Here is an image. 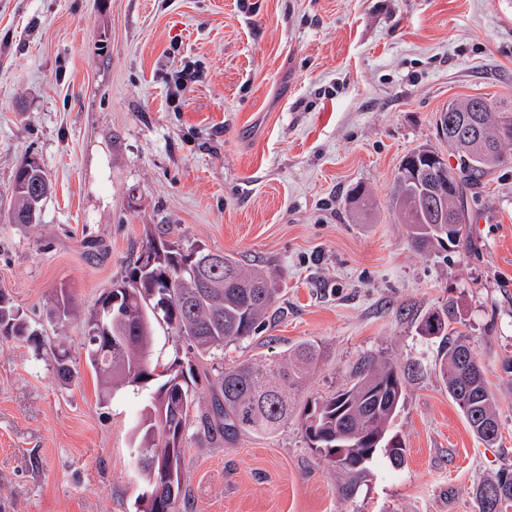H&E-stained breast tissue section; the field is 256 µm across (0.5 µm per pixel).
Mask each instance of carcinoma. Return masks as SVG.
I'll return each instance as SVG.
<instances>
[{
	"instance_id": "1",
	"label": "carcinoma",
	"mask_w": 512,
	"mask_h": 512,
	"mask_svg": "<svg viewBox=\"0 0 512 512\" xmlns=\"http://www.w3.org/2000/svg\"><path fill=\"white\" fill-rule=\"evenodd\" d=\"M479 97L452 102L456 114H469L480 127L470 138L443 137L459 158L456 174L442 168L443 154L421 145L406 155L389 198L394 216L407 226L410 245L420 252L449 251L465 237L467 215L465 187L489 170L512 159V103L487 101V109L472 111ZM406 175H401V172ZM44 170L24 159L13 180L11 222L36 224L42 202L25 188L43 179ZM455 218L439 224L438 211ZM211 251L198 244L184 246L164 236L147 238L136 260L120 280L98 300L104 324L84 336L86 361L99 377L103 401L124 387H149L133 425V448L149 441L154 468H141L144 492L136 500V512H177L182 495V443L193 409L195 392L189 384L181 359L174 358L162 373L151 363L148 349L153 336L152 320L157 298L155 289L167 292L168 307L163 322L175 335L190 342L201 359L224 347L256 334L278 301L280 288L275 274L266 267L246 265L230 254L207 270L202 285L191 269ZM147 262H142V259ZM463 310L450 299L427 312L419 333L440 339V367L448 394L462 412L471 432L480 441L494 444L500 437L496 398L488 388L484 370L460 327ZM41 333L0 291V340L35 342ZM319 347L310 341L286 349L275 359L254 358L216 370L211 388V405L205 415L210 428L224 440L242 434L272 436L287 423L297 405L295 395L314 371ZM53 368L64 381L72 378L68 351L54 349ZM403 386L391 364H360L347 386L302 410L303 428L311 447L328 464L343 471L351 482L361 477L366 464L379 451L395 442L397 456L389 459L392 469L405 462V447L391 433V421L403 401ZM344 449L336 461V449ZM175 490V499L169 498ZM489 489L499 495L496 512L512 509V469L504 468L476 490L482 501Z\"/></svg>"
}]
</instances>
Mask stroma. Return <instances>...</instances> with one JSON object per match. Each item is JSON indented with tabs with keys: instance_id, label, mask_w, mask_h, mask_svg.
Masks as SVG:
<instances>
[{
	"instance_id": "stroma-1",
	"label": "stroma",
	"mask_w": 512,
	"mask_h": 512,
	"mask_svg": "<svg viewBox=\"0 0 512 512\" xmlns=\"http://www.w3.org/2000/svg\"><path fill=\"white\" fill-rule=\"evenodd\" d=\"M183 70L194 83L175 102ZM475 95L512 100V0H0V291L48 343H0V512H134L136 400L102 402L82 343L160 225L278 274L266 326L226 346L224 366L312 340L298 403L366 360L393 364L404 390L403 468L379 458L353 482L300 418L231 443L207 431L198 373L180 512H477V485L512 466V164L468 190L467 242L450 251L413 249L388 207L403 156L435 143L436 113ZM26 158L52 193L38 223L12 224ZM358 187L368 209L349 201ZM451 299L497 398L493 445L418 333Z\"/></svg>"
}]
</instances>
